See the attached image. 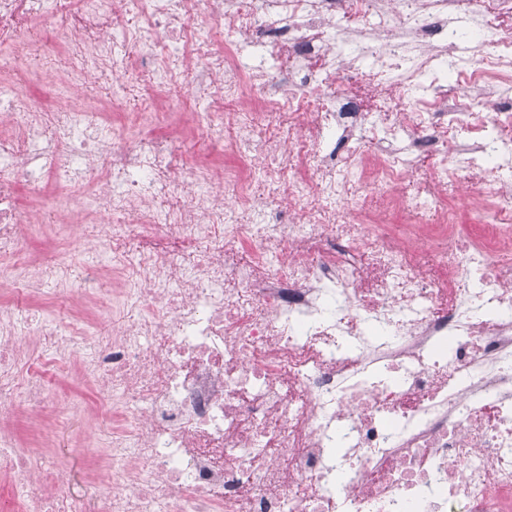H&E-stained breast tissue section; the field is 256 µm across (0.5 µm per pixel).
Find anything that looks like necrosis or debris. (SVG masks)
<instances>
[{
	"mask_svg": "<svg viewBox=\"0 0 512 512\" xmlns=\"http://www.w3.org/2000/svg\"><path fill=\"white\" fill-rule=\"evenodd\" d=\"M0 45V512H512V0H0ZM188 83L234 162L165 135ZM40 223L100 256L30 258ZM73 281L67 323L24 299ZM75 368L108 437L80 492L7 429L67 417L43 375Z\"/></svg>",
	"mask_w": 512,
	"mask_h": 512,
	"instance_id": "4bbe7bcc",
	"label": "necrosis or debris"
}]
</instances>
